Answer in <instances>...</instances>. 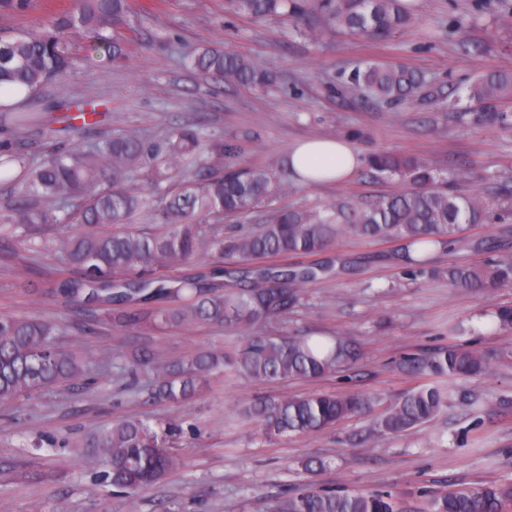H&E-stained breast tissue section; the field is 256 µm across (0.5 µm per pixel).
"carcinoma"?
Here are the masks:
<instances>
[{
  "mask_svg": "<svg viewBox=\"0 0 512 512\" xmlns=\"http://www.w3.org/2000/svg\"><path fill=\"white\" fill-rule=\"evenodd\" d=\"M131 11L129 0H77L75 8L58 13L41 31L0 35V86L12 93L37 91L62 75L72 64L71 37L80 30L94 34L88 51L122 54L118 35L109 33ZM224 11L255 19L277 20L288 14L318 12L326 25L358 36L385 39L413 22L406 0H224ZM194 69L218 76L230 85L263 86L269 81L259 64L244 55L200 48L190 59ZM351 87L364 86L380 98L402 99L422 83L420 73L404 65L370 63L346 77ZM512 95V72H489L468 89L469 98L488 111ZM39 112H13L0 104V129L39 128ZM206 158H201L202 152ZM235 143L202 146L200 132L176 127L160 139L137 132L108 131L81 148L52 149L32 161L11 142L0 143V183H11L22 204L11 209L3 227L31 232L57 227L60 235L46 247L60 265L45 271L60 295L98 306L138 304L157 297L173 305L155 313L138 309L109 318L124 327L151 321L164 325L224 324L244 334L237 352L204 350L192 357L154 367L143 352L132 359L154 372L147 399L183 402L207 384L224 366L254 380L291 377L321 378L347 364L351 343L344 337L273 336L257 328L293 306L298 288L331 272V266L310 264L293 268L239 269L241 281L255 284L226 292L216 283L189 277L176 288L163 271L184 265L201 251L226 259L275 255H314L339 234L368 240L399 238L413 272L429 271L431 255L453 243L473 224L485 219V205L477 195L457 196L438 188L440 174L425 158L378 153L372 168L396 178L406 187L380 197L341 223L336 209L310 212L276 205L284 187L271 171L239 165ZM182 168L194 169L187 180L173 182ZM146 171L159 193L146 194L127 185L129 177ZM159 212L167 230L154 232L130 224L142 210ZM260 213L257 227L244 235H208L203 225L226 215ZM448 285L477 290L488 283L512 284V260L484 269L448 267ZM62 328L39 319L0 315V400L55 386L83 374V367L56 347ZM414 370L448 378H476L489 372L487 356L449 345L427 363L408 359ZM451 391L439 385H420L406 392L380 419L372 437L411 429L432 420L446 406ZM359 395L315 393L255 401L241 414L258 422L266 434H309L361 410ZM176 423H152L128 418L112 424L96 441L109 459L100 483L121 493H133L160 480L176 463L167 443L181 437ZM512 505V487L503 484H459L432 496L425 512H505ZM273 512H407L387 492L339 494L329 490L298 489L275 503Z\"/></svg>",
  "mask_w": 512,
  "mask_h": 512,
  "instance_id": "carcinoma-1",
  "label": "carcinoma"
}]
</instances>
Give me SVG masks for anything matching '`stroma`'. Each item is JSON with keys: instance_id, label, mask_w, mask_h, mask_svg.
I'll return each instance as SVG.
<instances>
[{"instance_id": "1", "label": "stroma", "mask_w": 512, "mask_h": 512, "mask_svg": "<svg viewBox=\"0 0 512 512\" xmlns=\"http://www.w3.org/2000/svg\"><path fill=\"white\" fill-rule=\"evenodd\" d=\"M74 4L1 5L0 33L41 29ZM131 4L118 28L129 39L123 55H87L90 33L76 35L72 66L32 96L56 146H80L110 129L159 138L191 123L208 143L237 144L240 165L273 171L285 187L279 205L347 213L402 187L371 172L374 154L419 156L442 171L449 193L478 194L486 204L484 223L436 250L432 265L483 266L512 257V124L484 120L482 105L468 96L479 76L512 71V0H415L413 23L385 41L325 29L316 14L278 21L228 16L224 0ZM203 46L252 58L272 85L227 86L187 67L186 57ZM372 62L411 66L425 82L401 100L346 87L344 74ZM83 101L98 103V127L65 121V105ZM43 128L11 134L35 161L45 154ZM336 136L362 159L347 181L306 185L290 173L292 146ZM42 240L39 233L0 234V314L62 324L58 347L87 370L0 401V512H272L284 490L309 484L386 491L419 512L427 495L454 484H512V330L492 321L497 307L512 305V285L455 289L447 280L410 274L403 241L342 234L315 257L331 264L332 274L301 288L299 304L266 329L349 337L359 348L355 363L319 379L275 382L221 371L188 402H149V376L133 380L125 372L135 350L148 349L158 364L207 349L232 354L242 332L220 324L114 328L103 309L92 332H76L81 307L49 287L44 269L56 259ZM451 344L492 356L490 373L456 381V400L433 420L372 443L371 428L403 393L436 381L409 371L406 359ZM313 393H359L369 403L313 435L269 437L238 415L256 400ZM129 417L176 420L185 434L177 466L127 496L98 484L96 474L108 463L94 441ZM311 460L323 468L308 470Z\"/></svg>"}]
</instances>
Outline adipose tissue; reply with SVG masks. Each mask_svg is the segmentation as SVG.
<instances>
[{"mask_svg": "<svg viewBox=\"0 0 512 512\" xmlns=\"http://www.w3.org/2000/svg\"><path fill=\"white\" fill-rule=\"evenodd\" d=\"M360 164L359 153L342 137L309 139L288 153L289 167L307 185L343 182Z\"/></svg>", "mask_w": 512, "mask_h": 512, "instance_id": "adipose-tissue-1", "label": "adipose tissue"}]
</instances>
